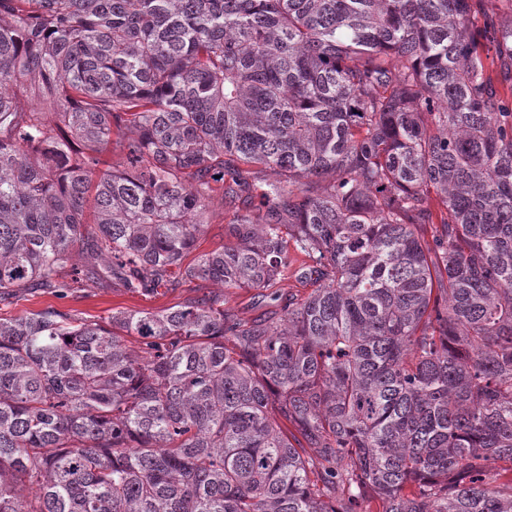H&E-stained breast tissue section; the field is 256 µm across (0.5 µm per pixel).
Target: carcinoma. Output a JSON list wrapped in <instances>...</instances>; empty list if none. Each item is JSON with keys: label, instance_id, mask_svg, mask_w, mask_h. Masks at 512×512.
Listing matches in <instances>:
<instances>
[{"label": "carcinoma", "instance_id": "obj_1", "mask_svg": "<svg viewBox=\"0 0 512 512\" xmlns=\"http://www.w3.org/2000/svg\"><path fill=\"white\" fill-rule=\"evenodd\" d=\"M77 270L217 289L0 317V512H512V0H0V303ZM249 203L250 201L244 193L231 204H229L228 200L222 201L221 195H219L215 199L214 205L208 215V224L205 227V231L198 238L196 250L186 262H189L197 255L221 250L224 247V224H227V220L229 219L225 218L228 215V211H230V214L234 210L244 213L249 209ZM224 299V308L242 319L255 318L271 308L268 298L263 297L258 290L254 289H229L225 291Z\"/></svg>", "mask_w": 512, "mask_h": 512}]
</instances>
